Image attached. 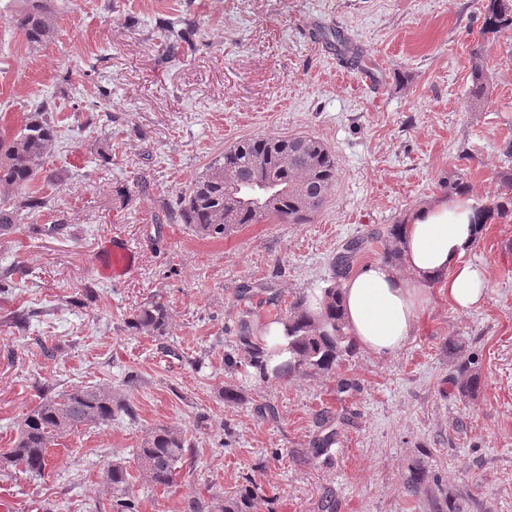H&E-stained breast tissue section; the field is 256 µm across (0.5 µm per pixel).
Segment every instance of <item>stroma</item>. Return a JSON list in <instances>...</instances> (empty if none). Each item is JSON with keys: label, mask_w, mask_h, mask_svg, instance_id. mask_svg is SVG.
I'll list each match as a JSON object with an SVG mask.
<instances>
[{"label": "stroma", "mask_w": 512, "mask_h": 512, "mask_svg": "<svg viewBox=\"0 0 512 512\" xmlns=\"http://www.w3.org/2000/svg\"><path fill=\"white\" fill-rule=\"evenodd\" d=\"M0 0V134L14 133L33 103L55 109L60 176L37 224L65 221L63 237L20 225L0 246V270L27 275L0 294V449L10 447L33 386L106 383L138 418L60 438L44 479L0 475V512H93L108 499V460L124 459L140 512H181L195 491L221 496L243 479L264 491L258 512H512V216L493 220L471 258L487 270L478 308L460 312L440 290L396 355L347 356L335 373L264 384L228 373L241 321L324 287L352 238L364 249L352 268L382 260L386 229L446 196L461 178L480 204L500 191L512 142V31L483 34L482 0H57V33L28 45ZM188 18L198 52L170 53L164 20ZM341 30L363 61L353 64L319 36ZM481 53L489 103L468 97ZM310 136L336 158V183L306 224H248L207 239L171 219L181 192L236 141ZM138 252L130 274L103 276L94 259L111 238ZM162 296L166 337L126 331L145 299ZM33 311L26 331L10 322ZM479 359L483 385L460 398L446 343ZM54 347L44 357L41 345ZM137 375L135 387L126 384ZM354 379L346 392L338 378ZM234 381L241 402L224 400ZM276 408L273 420L258 406ZM340 421L336 441L308 456L322 416ZM164 424L182 429L195 459L172 487L147 484L137 450ZM422 462L416 495L404 482Z\"/></svg>", "instance_id": "stroma-1"}]
</instances>
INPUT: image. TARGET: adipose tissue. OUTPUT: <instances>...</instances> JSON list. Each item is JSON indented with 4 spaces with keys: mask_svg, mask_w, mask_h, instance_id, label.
<instances>
[{
    "mask_svg": "<svg viewBox=\"0 0 512 512\" xmlns=\"http://www.w3.org/2000/svg\"><path fill=\"white\" fill-rule=\"evenodd\" d=\"M484 218L466 192L416 209L401 228L400 263L378 261L341 284V314L355 345L365 354H397L414 336L433 285H440L459 311L481 305L488 278L470 262Z\"/></svg>",
    "mask_w": 512,
    "mask_h": 512,
    "instance_id": "1",
    "label": "adipose tissue"
}]
</instances>
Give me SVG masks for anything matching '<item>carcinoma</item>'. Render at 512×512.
Wrapping results in <instances>:
<instances>
[{"mask_svg":"<svg viewBox=\"0 0 512 512\" xmlns=\"http://www.w3.org/2000/svg\"><path fill=\"white\" fill-rule=\"evenodd\" d=\"M10 16V24L19 30L30 45L47 43L55 35L58 12L54 0H18ZM483 33L498 34L512 30V3L509 0H484ZM162 30L171 49L190 45L189 23L184 18L167 21ZM328 43L349 53L353 61L359 56L339 30L320 32ZM469 97L475 102L488 99L489 86L484 63L474 54L471 66ZM54 108L46 99L33 107L25 124L12 136L0 137V240L10 235L17 225L52 207V197L40 193L33 183L42 177L55 184L58 174L45 168L57 139ZM288 152V165L280 156ZM234 175L235 200L226 201L224 170ZM336 159L319 140L311 137L258 136L238 142L224 151L205 173L195 178L181 197L178 212L182 222L205 238H222L245 224L278 221L305 224L317 213L336 182ZM507 192L498 200L483 206L486 222L512 214V166L499 173ZM388 244L384 259L401 260V225L387 229ZM363 249V240L348 241L333 262L335 277L320 290L318 310L308 307V299L300 296L282 308L278 295L268 298L275 310L274 321L283 327L284 350L288 360L274 369L268 363L280 353L268 347L255 334L250 324L240 323L235 336L236 355H224V366L252 369V376L262 383L285 380L292 376L331 374L344 357L353 353L355 344L345 329L340 315V277L346 275L355 256ZM170 312L161 297L155 296L135 309L126 319L133 335L154 338L167 336ZM482 377L476 360L461 361L457 367L455 386L464 398L477 394ZM38 403L24 414L13 446L0 453V472L16 467L32 477H44L51 459L49 449L65 434L88 427L106 425L117 415L135 418V408L112 387L94 384L71 390H55L48 385H35ZM137 459L143 477L151 486L168 487L176 472L193 468V452L183 430L160 426L144 438ZM104 483L112 489L108 502L96 506V512H139V499L133 493L131 475L122 459H112L104 469ZM263 499V490L252 481L236 486L221 502L191 494L185 501V512H254Z\"/></svg>","mask_w":512,"mask_h":512,"instance_id":"carcinoma-1","label":"carcinoma"}]
</instances>
